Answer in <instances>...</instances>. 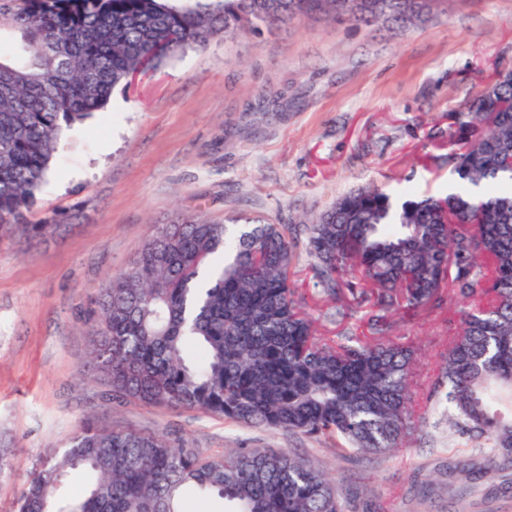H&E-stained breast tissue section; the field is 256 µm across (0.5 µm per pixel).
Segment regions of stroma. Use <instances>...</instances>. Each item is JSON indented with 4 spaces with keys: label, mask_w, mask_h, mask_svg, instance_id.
I'll use <instances>...</instances> for the list:
<instances>
[{
    "label": "stroma",
    "mask_w": 512,
    "mask_h": 512,
    "mask_svg": "<svg viewBox=\"0 0 512 512\" xmlns=\"http://www.w3.org/2000/svg\"><path fill=\"white\" fill-rule=\"evenodd\" d=\"M512 71V0H448L427 26L386 35L331 18L177 53L117 86L104 109L64 130L26 217L53 237L0 239V512L51 449L106 424L183 440L210 456L290 449L341 488L347 512H512V469L466 480L485 448L431 423L384 457L338 455L333 439L263 430L199 411L116 400L87 373L96 300L153 225L178 213H243L307 224L368 185L439 196L450 113ZM439 157L427 167L423 160ZM294 286L321 335L336 332L296 248ZM394 338L418 348L413 398L448 349L447 311L399 312Z\"/></svg>",
    "instance_id": "1"
}]
</instances>
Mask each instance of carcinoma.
Listing matches in <instances>:
<instances>
[{"instance_id":"obj_1","label":"carcinoma","mask_w":512,"mask_h":512,"mask_svg":"<svg viewBox=\"0 0 512 512\" xmlns=\"http://www.w3.org/2000/svg\"><path fill=\"white\" fill-rule=\"evenodd\" d=\"M0 0V239L49 236L25 211L64 128L100 111L146 65L322 15L388 31L423 27L445 0ZM512 71L450 116L445 162L456 191L398 203L368 186L303 225L314 287L336 302L321 338L293 286L290 226L178 214L155 224L98 298L94 374L119 398L201 410L238 423L338 441L382 455L422 419L415 350L392 336L401 310L458 305L429 402L488 448L480 476L512 467ZM362 313L365 341L345 323ZM92 476L77 498L73 470ZM193 486L232 512H344L336 484L289 449L198 448L83 426L34 472L17 512H185Z\"/></svg>"}]
</instances>
